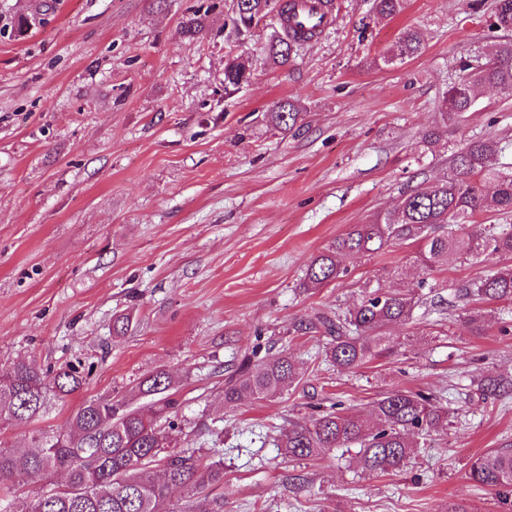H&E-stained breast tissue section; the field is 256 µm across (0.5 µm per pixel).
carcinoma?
Here are the masks:
<instances>
[{
    "instance_id": "cac0c4a2",
    "label": "carcinoma",
    "mask_w": 512,
    "mask_h": 512,
    "mask_svg": "<svg viewBox=\"0 0 512 512\" xmlns=\"http://www.w3.org/2000/svg\"><path fill=\"white\" fill-rule=\"evenodd\" d=\"M406 0H375L383 18H393ZM273 9L269 0H237L230 17L234 31H248L246 19ZM293 3L288 0L279 16L283 33L273 35L263 48L262 61L287 66L308 37L289 33ZM492 27L512 30V0H496ZM420 33L406 28L399 33L384 65L420 55ZM488 60L469 77L448 85L437 128L424 141L454 132L464 114L477 105L478 89H512V41L499 42L487 51ZM252 63L239 56L224 66L225 92L250 82ZM274 128L286 132L298 123L301 112L291 101H279L265 114ZM512 151V141L474 139L455 154L450 171L424 188L401 196L394 208L371 224H359L314 256L303 287L320 288L347 274L346 260L374 254L396 245H418L415 255L418 288L426 276L451 264L480 260L492 268L454 285L466 299L492 303L512 301V224H476L486 212L512 213V171L494 166V159ZM419 302L407 289L374 287L347 314L318 316L301 324L307 333L326 337L325 360L343 370L354 369L397 353V343L382 331L391 324L413 319ZM94 364L79 362L56 370L34 358L0 367V428L40 421L53 403L64 404L88 381ZM300 373L292 357L280 351L252 363L245 359L224 384V401L272 399L296 386ZM174 380L164 369L142 378L127 395L94 398L71 418L64 432L37 429L24 452L0 448V502L13 496L19 479L63 472L62 486H45L13 511L0 512H224V497L208 490L224 483L220 450L201 453L187 448L188 434L179 418ZM478 397L487 400L512 391V379L487 376L477 385ZM372 420L352 411H322L304 423H293L279 436L277 447L291 458L308 459L333 448L355 451L365 471L388 473L405 466L420 439L448 427V409L433 398L406 388H393L375 400ZM469 479L494 492L501 502L512 499V441L472 459ZM187 495L174 501L171 492Z\"/></svg>"
}]
</instances>
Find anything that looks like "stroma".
Masks as SVG:
<instances>
[{
    "mask_svg": "<svg viewBox=\"0 0 512 512\" xmlns=\"http://www.w3.org/2000/svg\"><path fill=\"white\" fill-rule=\"evenodd\" d=\"M495 0H407L387 20L374 0H334V23L285 68L256 67L224 93V62L253 56L279 26L262 17L244 36L234 0H0V366L21 358L94 363L87 384L50 409L41 428L67 429L87 400L132 387L155 369L175 380L197 448L224 450V512H472L504 504L467 477L473 457L512 438V394L481 400L478 381L512 377V302L479 310L452 283L485 264L435 271L411 322L391 326L395 356L340 370L322 336L297 326L343 313L366 285L398 286L414 247L348 262L346 277L300 284L310 259L411 190L446 172L467 140H512V92L483 89L459 130L423 144L461 62L483 61L499 33ZM201 19L195 38L183 33ZM407 28L424 51L380 58ZM290 100L305 116L280 132L264 115ZM138 323L112 334V316ZM288 351L301 381L274 400H224L244 359ZM403 387L454 411L408 464L365 472L352 455L281 454L275 440L312 404L368 413Z\"/></svg>",
    "mask_w": 512,
    "mask_h": 512,
    "instance_id": "35a3bbf8",
    "label": "stroma"
}]
</instances>
